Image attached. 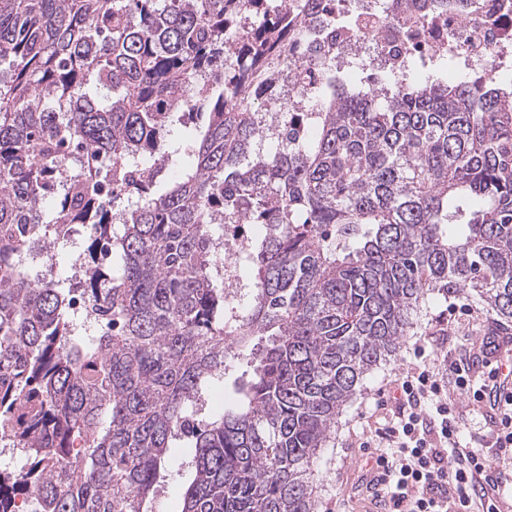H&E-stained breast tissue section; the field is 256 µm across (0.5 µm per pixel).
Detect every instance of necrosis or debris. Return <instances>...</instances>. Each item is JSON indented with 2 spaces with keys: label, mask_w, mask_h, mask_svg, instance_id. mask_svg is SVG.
I'll list each match as a JSON object with an SVG mask.
<instances>
[{
  "label": "necrosis or debris",
  "mask_w": 512,
  "mask_h": 512,
  "mask_svg": "<svg viewBox=\"0 0 512 512\" xmlns=\"http://www.w3.org/2000/svg\"><path fill=\"white\" fill-rule=\"evenodd\" d=\"M354 22L337 25V68L350 60L407 72L419 60L445 56L466 72L500 75L512 52V0H470L466 11H435L431 0H336Z\"/></svg>",
  "instance_id": "4bbe7bcc"
}]
</instances>
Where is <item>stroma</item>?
Returning a JSON list of instances; mask_svg holds the SVG:
<instances>
[{"instance_id":"stroma-1","label":"stroma","mask_w":512,"mask_h":512,"mask_svg":"<svg viewBox=\"0 0 512 512\" xmlns=\"http://www.w3.org/2000/svg\"><path fill=\"white\" fill-rule=\"evenodd\" d=\"M468 305L467 313L452 314L449 303ZM500 336L498 354L483 355L482 340L489 334ZM446 336L447 341L435 345L431 361L436 368L447 369L449 362L470 364L475 375L488 373L497 356L512 352V322L502 323L485 304L466 294L448 300L428 296L422 303L418 324L411 336L405 337L398 352L369 372L357 396L346 404L337 418L336 427L322 450L316 512H373L359 489L358 476L364 462L374 460L375 449L366 447L371 431L392 425L397 414L394 381L414 362V349L426 336ZM451 404L463 421V442L484 450L494 467L512 471V458L490 448L487 433L497 417L490 402H477L452 395Z\"/></svg>"}]
</instances>
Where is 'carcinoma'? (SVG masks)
<instances>
[{"label": "carcinoma", "instance_id": "carcinoma-1", "mask_svg": "<svg viewBox=\"0 0 512 512\" xmlns=\"http://www.w3.org/2000/svg\"><path fill=\"white\" fill-rule=\"evenodd\" d=\"M303 2L336 26L335 0ZM299 14L0 0V444L23 460L0 467V512L17 497L153 512L177 446L181 512H315L320 449L428 295L512 321V84L450 83L443 58L418 82L325 66L321 111L279 106L284 134L267 141L255 113L307 74L288 47ZM194 113L197 141L170 145ZM77 224L83 284L18 265L39 238L67 250ZM226 224L264 225L233 288L213 261ZM234 365L232 397L205 411Z\"/></svg>", "mask_w": 512, "mask_h": 512}]
</instances>
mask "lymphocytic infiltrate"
<instances>
[{"instance_id": "lymphocytic-infiltrate-1", "label": "lymphocytic infiltrate", "mask_w": 512, "mask_h": 512, "mask_svg": "<svg viewBox=\"0 0 512 512\" xmlns=\"http://www.w3.org/2000/svg\"><path fill=\"white\" fill-rule=\"evenodd\" d=\"M415 356L397 381L398 421L377 431L379 452L362 485L378 512H474L476 501L498 492L501 477L484 453L461 444L448 394L478 401L485 385L456 362L448 366L452 383H445L430 369L425 346Z\"/></svg>"}]
</instances>
